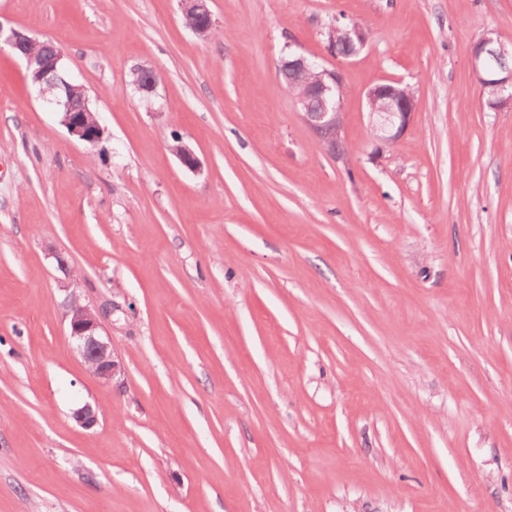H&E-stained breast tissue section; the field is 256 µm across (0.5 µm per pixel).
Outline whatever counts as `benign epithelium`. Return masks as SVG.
I'll list each match as a JSON object with an SVG mask.
<instances>
[{
	"label": "benign epithelium",
	"mask_w": 512,
	"mask_h": 512,
	"mask_svg": "<svg viewBox=\"0 0 512 512\" xmlns=\"http://www.w3.org/2000/svg\"><path fill=\"white\" fill-rule=\"evenodd\" d=\"M183 15L186 25L196 34L207 37L213 29L209 0H183ZM328 53L336 58H350L358 55L366 46L368 34L354 21L336 22L328 28ZM7 45L12 53L25 62L30 72L32 84L38 88L45 102L55 111L63 114V125L68 133L78 140L92 144L99 141L103 129L88 105L79 112L72 107V92L78 88L63 73L62 55L59 51L43 54L34 50L36 40L25 30L4 29L0 25V44ZM349 53H343V50ZM512 57V39L487 36L478 40L472 49V69L486 86L495 91L492 108L499 110L512 106V67L505 64ZM288 66L300 71H319V80L309 85L297 99L300 116L317 140L331 154H336V142L340 140L342 119L341 101L336 95L342 92V82L338 73L319 65L302 53L288 57ZM154 69L144 65L132 69V84L142 93L151 94L156 89L152 75ZM316 95L321 107L310 108L309 99ZM369 116L372 119V136L380 146H391L402 136L411 123L418 107L415 95L407 94L398 81H386L370 89L367 93ZM172 152L181 164L195 170L200 160L195 152L183 142L172 146ZM69 336L88 370L105 385L112 383L121 371L118 357L112 349L109 337L101 334L103 325L96 311L82 305L75 298L69 302ZM74 419L90 429L97 424V413L85 404L73 412Z\"/></svg>",
	"instance_id": "1"
}]
</instances>
